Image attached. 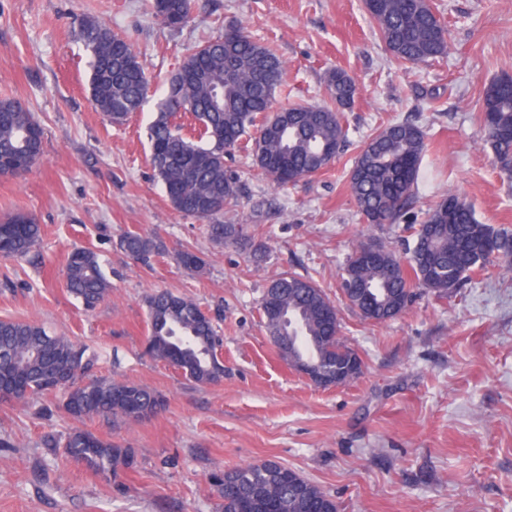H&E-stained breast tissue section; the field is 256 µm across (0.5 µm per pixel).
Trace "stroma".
Instances as JSON below:
<instances>
[{
    "mask_svg": "<svg viewBox=\"0 0 512 512\" xmlns=\"http://www.w3.org/2000/svg\"><path fill=\"white\" fill-rule=\"evenodd\" d=\"M150 0H0V99L23 101L45 133L38 164L0 178V220L23 211L42 228L37 253L0 256V319L34 322L94 352V376L142 385L164 409L131 421L76 419L62 395L0 402V512H223L212 475L273 460L335 500L338 512H512V274L473 276L448 299L417 290L408 310L364 320L341 295L358 242L402 252L401 225L363 223L349 171L368 135L395 121L426 134L412 217L448 192L480 223L512 227V183L492 163L477 119L489 82L512 74V0H434L448 29L437 60L396 64L365 0H194L178 31ZM94 15L135 47L152 79L139 112L115 125L92 107L91 56L79 38ZM242 25L287 67L274 109L327 102L341 69L360 94L349 140L319 175L280 188L251 159L232 163L241 193L218 221L241 241L210 239L203 221L171 206L149 162L148 128L165 81L205 40ZM128 230L157 234L151 265L118 246ZM98 253L112 292L84 311L65 288L66 258ZM190 250L201 271L176 260ZM313 281L337 305L340 336L364 364L322 389L289 368L263 324L260 298L280 275ZM189 297L223 338L224 377L201 385L145 349L146 297ZM88 430L133 449L136 466L101 475L46 448V437Z\"/></svg>",
    "mask_w": 512,
    "mask_h": 512,
    "instance_id": "stroma-1",
    "label": "stroma"
}]
</instances>
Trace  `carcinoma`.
Listing matches in <instances>:
<instances>
[{"mask_svg": "<svg viewBox=\"0 0 512 512\" xmlns=\"http://www.w3.org/2000/svg\"><path fill=\"white\" fill-rule=\"evenodd\" d=\"M193 0H152L153 16L166 27L185 26ZM382 41L397 63L418 65L448 53L445 24L427 0H366ZM90 52L89 98L94 109L114 124L138 111L149 80L133 45L94 17L80 25ZM285 65L267 45L240 25L196 46L171 75L149 129L150 161L172 207L183 214L214 220L240 192L237 175L224 158L244 151L273 183L293 184L325 171L347 141L344 111L358 87L345 71L326 78L329 103L294 105L271 111L275 95L285 91ZM480 124L494 164L512 180V76L491 81L481 99ZM44 132L18 99L0 100V170L27 173L43 154ZM426 135L413 122L389 123L368 139L349 173V191L367 224H404L407 260L383 249L361 260L356 247L342 269V282L353 285L349 306L366 320L383 323L404 313L412 289L444 297L470 273L493 264L512 269V229L480 223L465 201L446 194L435 201L419 224L408 221L426 152ZM213 241L235 240L234 224H210ZM41 238V225L28 213L0 220V256L23 258ZM120 249L147 263L165 252L159 238L127 231ZM67 288L85 309H95L112 291L98 254L75 248L67 257ZM147 350L184 378L210 385L224 377L215 352L219 336L211 318L192 299L157 291L146 299ZM269 336L288 344L291 358L316 364H341L358 353L339 336L334 302L311 280L286 275L272 279L261 299ZM94 354L65 336H51L31 322L0 319V383L12 387L9 400L64 394L63 407L76 419L140 420L163 407L147 387L100 378L81 379ZM48 448L87 469L109 476L135 464L134 451L119 448L87 430L65 439L51 437ZM224 512H337L336 502L297 473L287 474L274 461L224 471Z\"/></svg>", "mask_w": 512, "mask_h": 512, "instance_id": "cac0c4a2", "label": "carcinoma"}]
</instances>
